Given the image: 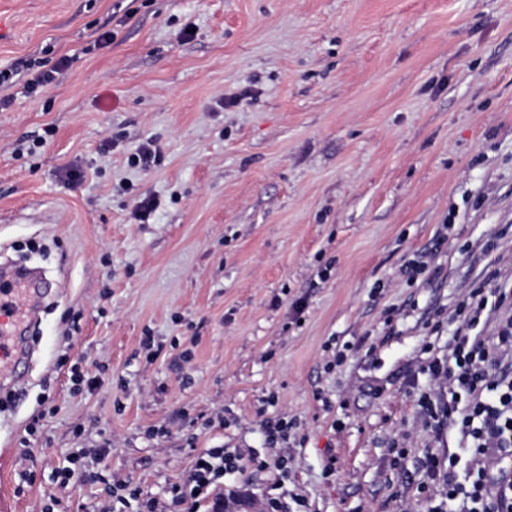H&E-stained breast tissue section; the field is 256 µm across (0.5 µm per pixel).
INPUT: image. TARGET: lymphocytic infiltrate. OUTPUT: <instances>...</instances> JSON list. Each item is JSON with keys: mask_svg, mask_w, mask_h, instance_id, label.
<instances>
[{"mask_svg": "<svg viewBox=\"0 0 512 512\" xmlns=\"http://www.w3.org/2000/svg\"><path fill=\"white\" fill-rule=\"evenodd\" d=\"M512 287L489 276L472 288L456 312L459 322L446 357L432 358L428 369L439 390L420 398L433 422L459 416L467 443L466 460L428 458L430 479L447 486L458 512H512V315L503 314ZM189 476L171 484L166 500L142 495L138 486H111L110 501L98 512H112V499H131L137 512H222L224 480L243 471L242 453L208 448Z\"/></svg>", "mask_w": 512, "mask_h": 512, "instance_id": "obj_1", "label": "lymphocytic infiltrate"}]
</instances>
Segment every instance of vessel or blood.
Returning a JSON list of instances; mask_svg holds the SVG:
<instances>
[{
  "label": "vessel or blood",
  "instance_id": "b4317fda",
  "mask_svg": "<svg viewBox=\"0 0 512 512\" xmlns=\"http://www.w3.org/2000/svg\"><path fill=\"white\" fill-rule=\"evenodd\" d=\"M43 292L37 280L21 269H0V388L11 389L22 380L28 357L29 324Z\"/></svg>",
  "mask_w": 512,
  "mask_h": 512
}]
</instances>
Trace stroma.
Listing matches in <instances>:
<instances>
[{
    "instance_id": "1",
    "label": "stroma",
    "mask_w": 512,
    "mask_h": 512,
    "mask_svg": "<svg viewBox=\"0 0 512 512\" xmlns=\"http://www.w3.org/2000/svg\"><path fill=\"white\" fill-rule=\"evenodd\" d=\"M1 69L0 262L49 297L0 402V512L160 497L218 446L288 464L228 495L428 512L426 460L460 434L425 422L427 364L475 284L512 281V0H0ZM146 143L160 164H133ZM69 65L67 57L59 58L54 65L49 68L46 63L35 62L30 68V78L26 81V89L28 93L34 92L39 87L52 84L57 79V74L65 70ZM110 444L108 442H105L99 448H94L93 453L87 454L86 452H83L79 454L77 457L72 459V464L75 465L74 468H64L60 472V484L62 487L67 486L71 479L75 476L76 472L78 473L81 471L82 468H86L89 466L88 461H84L85 458L88 457V455H91L92 461L99 463L100 461H103L108 455L111 453L112 448H110Z\"/></svg>"
}]
</instances>
